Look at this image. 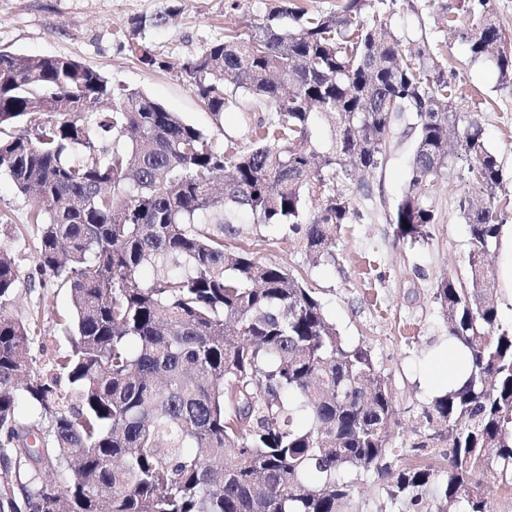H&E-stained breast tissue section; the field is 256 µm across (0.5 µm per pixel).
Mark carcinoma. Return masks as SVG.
I'll return each mask as SVG.
<instances>
[{"label": "carcinoma", "instance_id": "1", "mask_svg": "<svg viewBox=\"0 0 512 512\" xmlns=\"http://www.w3.org/2000/svg\"><path fill=\"white\" fill-rule=\"evenodd\" d=\"M168 2L131 22L129 51L183 73L216 117L263 105L271 117L249 143L221 142L75 59L0 51V127H16L0 139V176L34 195L37 268L72 301L53 373L30 370L35 328L9 313L19 277L0 251V512H348L370 474L395 512H491L487 451L512 487V328L489 300L503 178L481 128H458L455 88L425 47L360 20L371 0L326 14L280 0L183 63L144 36L180 12ZM454 31L512 84L493 17ZM319 122L329 131L316 141ZM399 123L414 139L389 216L399 237L428 238L449 146L478 190L459 204L469 284L445 277L435 291L465 379L421 407L405 465L370 347L342 341L306 270L237 242L242 224H275L313 260L335 259L355 215L336 180L378 169ZM22 403L35 422H22ZM36 433L44 460L25 443Z\"/></svg>", "mask_w": 512, "mask_h": 512}]
</instances>
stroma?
<instances>
[{
    "mask_svg": "<svg viewBox=\"0 0 512 512\" xmlns=\"http://www.w3.org/2000/svg\"><path fill=\"white\" fill-rule=\"evenodd\" d=\"M459 2L376 0L362 19L387 22L404 44L426 46L444 69L457 90L459 126L479 123L486 148L501 162L503 188L494 204L500 224L507 228L512 226V86L501 84L492 64L470 61L466 46L450 33L449 22L469 21ZM277 3L182 0L180 14L150 30L147 39L160 58L181 62L223 39L225 33L260 21ZM165 5L166 0H0V50L76 59L114 84L141 91L215 138L248 143V128L262 119V112L227 111L214 116L176 71L144 68L129 52L132 20L154 15ZM412 150V138L395 127L381 167L364 180L372 189L370 198L359 195V178L337 182L357 216L342 228L335 260L312 263L292 243L282 241L271 224H247L242 232L244 241H260L261 259L308 270L327 317L344 341L370 347L396 400L398 422L390 433L396 448L410 438L421 405L437 394L430 384L432 374L448 370L447 329L434 292L442 278H468V235L458 202L474 191L467 159L452 158L429 196L436 221L428 240L398 239L389 216L408 184ZM30 207V200L13 182L0 177V250L11 256L19 277L10 313L36 323L33 369L47 373L53 358L68 346L56 317L68 313L70 297L67 290L41 285L34 277L41 228L30 223ZM488 263L500 322L510 328L512 244L506 235H499L491 247Z\"/></svg>",
    "mask_w": 512,
    "mask_h": 512,
    "instance_id": "obj_1",
    "label": "stroma"
}]
</instances>
